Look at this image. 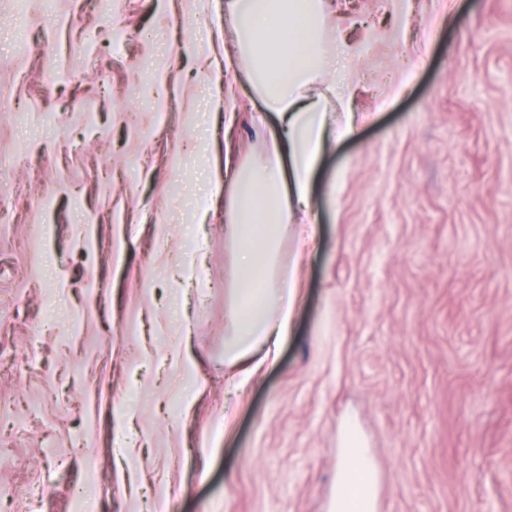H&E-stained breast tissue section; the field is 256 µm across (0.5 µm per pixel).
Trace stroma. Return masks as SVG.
<instances>
[{"mask_svg":"<svg viewBox=\"0 0 512 512\" xmlns=\"http://www.w3.org/2000/svg\"><path fill=\"white\" fill-rule=\"evenodd\" d=\"M335 2L358 131L245 376L224 0H0V512H332L347 433L375 512H512V0Z\"/></svg>","mask_w":512,"mask_h":512,"instance_id":"1","label":"stroma"}]
</instances>
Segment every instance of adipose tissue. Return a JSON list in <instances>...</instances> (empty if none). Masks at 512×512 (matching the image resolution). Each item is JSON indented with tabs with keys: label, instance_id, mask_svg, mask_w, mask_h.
Returning <instances> with one entry per match:
<instances>
[{
	"label": "adipose tissue",
	"instance_id": "ef3b65f1",
	"mask_svg": "<svg viewBox=\"0 0 512 512\" xmlns=\"http://www.w3.org/2000/svg\"><path fill=\"white\" fill-rule=\"evenodd\" d=\"M332 0H225L237 24V45L250 77L280 128L273 155L258 167L233 171L230 235L236 245L234 335L229 364L271 357L288 334L295 306V271L275 269L273 255L289 226L313 239L311 182L323 154L354 137L352 112L331 117L330 101L351 87L344 46L329 50ZM374 467L363 448L343 450L336 512H370Z\"/></svg>",
	"mask_w": 512,
	"mask_h": 512
}]
</instances>
